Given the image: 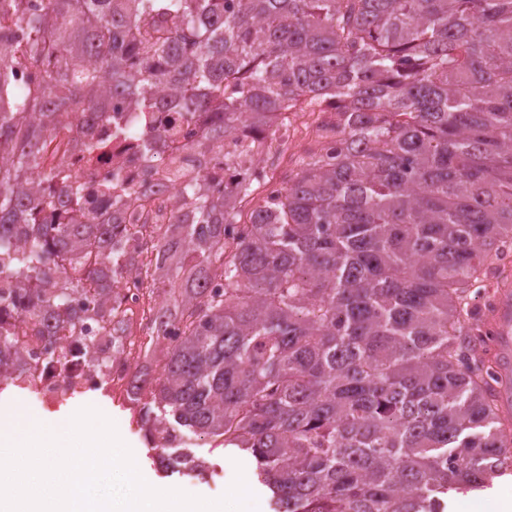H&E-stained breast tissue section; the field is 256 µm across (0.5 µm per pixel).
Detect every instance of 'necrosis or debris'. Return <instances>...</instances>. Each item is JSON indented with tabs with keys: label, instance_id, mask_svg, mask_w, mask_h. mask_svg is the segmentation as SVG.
Here are the masks:
<instances>
[{
	"label": "necrosis or debris",
	"instance_id": "obj_1",
	"mask_svg": "<svg viewBox=\"0 0 512 512\" xmlns=\"http://www.w3.org/2000/svg\"><path fill=\"white\" fill-rule=\"evenodd\" d=\"M111 119L104 122L86 120L77 126L69 139L49 138L43 157L46 164L66 163L83 185L84 210L94 211L102 204L108 186L119 184L137 190L148 189L147 200L126 198L125 204L135 220V234L128 241L129 251L138 264L124 272L120 284L118 314L129 317L131 334L112 339L100 329L99 322H90L94 333L93 347L78 343L76 337L48 332L41 324L19 319L10 307V278L0 276V324L13 329L21 342L25 364L33 376L26 385L41 401L52 407L74 394L108 385L112 390L129 393L133 390L135 372L141 351L134 331L148 326L151 312L145 307L143 264L153 261L155 253L146 247L156 224L170 213L168 176L176 166L189 163L195 148L206 141L202 121L180 125L174 138L162 141L158 135L172 115L155 112L150 117L128 111L124 100L111 102ZM135 128L136 139L118 135V128ZM93 140L108 144L109 149L93 159H86L79 143L83 133Z\"/></svg>",
	"mask_w": 512,
	"mask_h": 512
}]
</instances>
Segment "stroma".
Instances as JSON below:
<instances>
[{
    "label": "stroma",
    "instance_id": "stroma-1",
    "mask_svg": "<svg viewBox=\"0 0 512 512\" xmlns=\"http://www.w3.org/2000/svg\"><path fill=\"white\" fill-rule=\"evenodd\" d=\"M149 399L150 394L145 390L133 397L111 391L105 386L94 392L73 396L54 411L53 416L57 419L67 418L85 406L99 409L115 422L120 437L132 449L139 470L146 473L153 486L160 489L179 488L193 495L216 499L232 483L236 467H243L246 483L257 499V512H273L270 494L255 475L254 459L236 448L224 445L222 439L190 433L184 437L180 447L181 452L204 460L212 470L221 473L220 481L212 483L165 471L139 424V412ZM503 497H512V474L500 477L491 489L481 495H449L447 512H498V501Z\"/></svg>",
    "mask_w": 512,
    "mask_h": 512
}]
</instances>
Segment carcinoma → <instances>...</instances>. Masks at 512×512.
<instances>
[{"mask_svg": "<svg viewBox=\"0 0 512 512\" xmlns=\"http://www.w3.org/2000/svg\"><path fill=\"white\" fill-rule=\"evenodd\" d=\"M48 80L21 88L0 46V275L20 311L82 326L71 295L118 297L130 228L83 209L45 134L70 112L208 118L246 131L224 190L177 167L194 222L157 236L156 271L181 277L145 438L171 472L190 432L256 461L275 512H443L448 491L512 469V416L493 393L470 317L476 285L512 250V0H0ZM331 112L336 144L307 151L248 213L242 165L289 114ZM41 169L38 186L27 172ZM243 232L226 237V229ZM21 345L0 327V384Z\"/></svg>", "mask_w": 512, "mask_h": 512, "instance_id": "1", "label": "carcinoma"}]
</instances>
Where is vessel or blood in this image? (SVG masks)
I'll use <instances>...</instances> for the list:
<instances>
[{
	"instance_id": "b4317fda",
	"label": "vessel or blood",
	"mask_w": 512,
	"mask_h": 512,
	"mask_svg": "<svg viewBox=\"0 0 512 512\" xmlns=\"http://www.w3.org/2000/svg\"><path fill=\"white\" fill-rule=\"evenodd\" d=\"M488 323L494 332V390L503 409L512 408V287L502 286L496 296Z\"/></svg>"
}]
</instances>
